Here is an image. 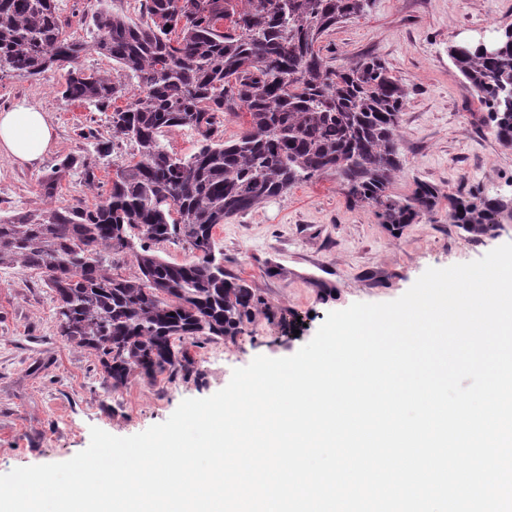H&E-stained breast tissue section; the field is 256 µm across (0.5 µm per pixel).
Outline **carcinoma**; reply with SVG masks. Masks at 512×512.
Here are the masks:
<instances>
[{"instance_id":"1","label":"carcinoma","mask_w":512,"mask_h":512,"mask_svg":"<svg viewBox=\"0 0 512 512\" xmlns=\"http://www.w3.org/2000/svg\"><path fill=\"white\" fill-rule=\"evenodd\" d=\"M371 0H142L135 22L97 0L93 43L72 39L57 0H0V80L39 78L69 64L59 94L112 110V138L134 144L109 192L49 212L0 214V267L37 271L55 293L60 336L99 356L112 387L138 373L188 375L187 345L235 340L264 305L244 280L224 271L213 229L295 185L334 174L353 204L376 209L398 230L436 215L435 186L392 185L402 169L397 144L408 92L380 58L331 67L319 43L337 24L364 15ZM448 57L486 113L497 140L512 147V25ZM135 79L131 101L121 76L78 66L89 50ZM249 114L226 140L219 116ZM190 127L198 150L179 156L164 132ZM71 169L92 186L97 160L67 155L40 182L47 197ZM512 199L479 191L448 196V220L488 234ZM182 240L196 259L175 264L151 244ZM131 254L140 275L114 272L112 256Z\"/></svg>"}]
</instances>
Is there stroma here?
<instances>
[{
    "label": "stroma",
    "instance_id": "stroma-1",
    "mask_svg": "<svg viewBox=\"0 0 512 512\" xmlns=\"http://www.w3.org/2000/svg\"><path fill=\"white\" fill-rule=\"evenodd\" d=\"M512 24V0H374L368 14L323 36L331 65L365 55L380 57L409 95L400 114L398 147L403 169L393 191L414 180L440 195L482 190L512 195V148L501 146L448 57V47L489 37ZM60 72L38 80L0 81V107L27 101L48 112L56 143L35 167L0 155V211L54 208L106 194L133 146L117 140L95 186L64 175L53 197L38 182L68 154L94 156L91 127L112 135L110 115L61 99ZM227 273L244 279L266 308L236 340L216 338L190 347L191 375H132L121 387L105 378L98 357L59 336L54 294L41 275L0 268V474L17 467L64 462L85 450L91 427L127 437L166 421L188 398L223 389L234 369L264 355L288 357L309 342L327 314L356 302L383 303L402 296L430 268L480 259L512 243V220L469 237L447 211L400 230L381 224L373 207L350 204L336 176L296 185L257 209L215 229Z\"/></svg>",
    "mask_w": 512,
    "mask_h": 512
}]
</instances>
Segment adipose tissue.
Listing matches in <instances>:
<instances>
[{
  "label": "adipose tissue",
  "instance_id": "adipose-tissue-1",
  "mask_svg": "<svg viewBox=\"0 0 512 512\" xmlns=\"http://www.w3.org/2000/svg\"><path fill=\"white\" fill-rule=\"evenodd\" d=\"M54 130L49 115L40 108L18 103L0 110V154L23 165L42 162L51 149Z\"/></svg>",
  "mask_w": 512,
  "mask_h": 512
}]
</instances>
